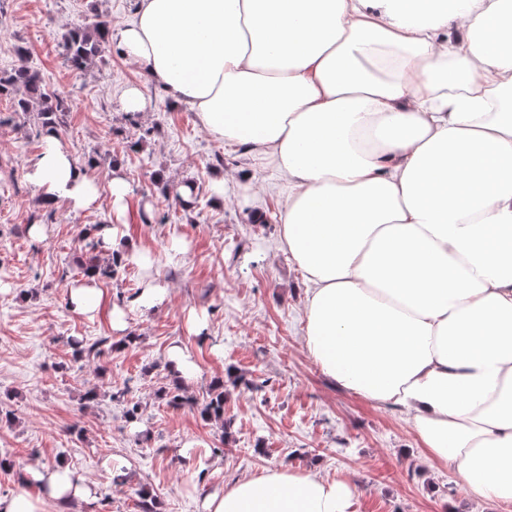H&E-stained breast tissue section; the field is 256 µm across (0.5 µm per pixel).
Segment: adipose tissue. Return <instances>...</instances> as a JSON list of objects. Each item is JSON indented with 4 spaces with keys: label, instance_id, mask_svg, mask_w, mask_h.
Segmentation results:
<instances>
[{
    "label": "adipose tissue",
    "instance_id": "1",
    "mask_svg": "<svg viewBox=\"0 0 512 512\" xmlns=\"http://www.w3.org/2000/svg\"><path fill=\"white\" fill-rule=\"evenodd\" d=\"M125 57L288 180L279 247L306 284L305 347L403 408L430 460L512 503V0H136ZM45 202L99 189L55 136ZM0 512L91 503L67 468ZM353 489L279 468L204 512H349Z\"/></svg>",
    "mask_w": 512,
    "mask_h": 512
}]
</instances>
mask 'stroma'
<instances>
[{
  "label": "stroma",
  "instance_id": "stroma-1",
  "mask_svg": "<svg viewBox=\"0 0 512 512\" xmlns=\"http://www.w3.org/2000/svg\"><path fill=\"white\" fill-rule=\"evenodd\" d=\"M134 17V0H0V72L38 71L68 100L59 141L76 159L95 155L87 173L99 187L116 164L129 185L112 245L124 264L99 280L100 311L75 314L67 294L82 264L108 260L81 231L111 220L110 199L79 212L43 205L25 172L45 133L0 98V495L18 491L28 467L65 466L95 486L82 512H142L146 492L155 512H203L208 495L283 467L347 482L351 512H512L429 461L405 410L338 387L306 351L303 277L278 245L288 184L272 161L212 135L115 41L84 69L67 63L72 28L104 19L115 34ZM132 83L147 111H122ZM187 180L199 193L192 209L175 199ZM144 210L156 223H142ZM32 224L45 241L31 240ZM149 282L167 295L147 310L136 300ZM116 309L125 330L112 327ZM196 317L207 337L192 333ZM77 340L101 342L102 355H75ZM175 344L194 366L183 382L169 368ZM219 382L224 418L208 421L200 405ZM178 383L187 401L173 408L160 391Z\"/></svg>",
  "mask_w": 512,
  "mask_h": 512
}]
</instances>
